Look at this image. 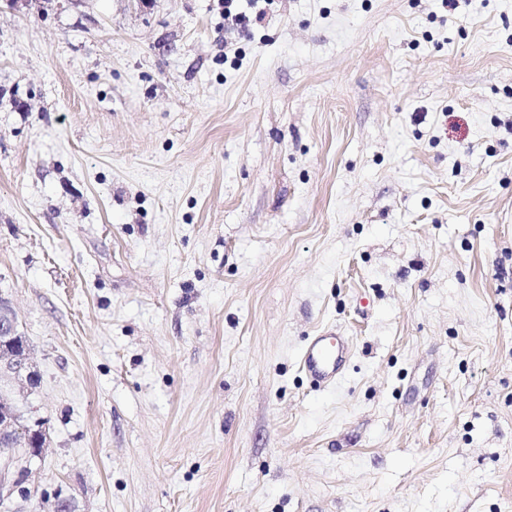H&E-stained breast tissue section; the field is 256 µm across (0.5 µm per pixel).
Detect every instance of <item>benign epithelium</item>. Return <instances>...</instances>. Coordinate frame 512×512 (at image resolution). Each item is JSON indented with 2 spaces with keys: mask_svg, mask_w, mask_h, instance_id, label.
I'll use <instances>...</instances> for the list:
<instances>
[{
  "mask_svg": "<svg viewBox=\"0 0 512 512\" xmlns=\"http://www.w3.org/2000/svg\"><path fill=\"white\" fill-rule=\"evenodd\" d=\"M4 382L12 391L0 387V506L15 494L30 495L25 486L30 465L46 446L41 422H25L16 405L15 393H34L39 375L17 315L9 300L0 296V384Z\"/></svg>",
  "mask_w": 512,
  "mask_h": 512,
  "instance_id": "obj_1",
  "label": "benign epithelium"
}]
</instances>
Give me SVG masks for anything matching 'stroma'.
<instances>
[{"mask_svg":"<svg viewBox=\"0 0 512 512\" xmlns=\"http://www.w3.org/2000/svg\"><path fill=\"white\" fill-rule=\"evenodd\" d=\"M225 8L0 0L11 512H512V0ZM12 386L5 392L2 383ZM39 375L32 361L27 337L19 328L17 315L8 299L0 295V506L17 493L28 497L24 486L31 462L41 458L46 446L42 424L23 420L16 396L34 393ZM17 390V391H16ZM351 357L349 337L328 327L309 338L300 357V368L317 389H327L343 376Z\"/></svg>","mask_w":512,"mask_h":512,"instance_id":"1","label":"stroma"}]
</instances>
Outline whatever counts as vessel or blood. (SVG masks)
<instances>
[{
	"label": "vessel or blood",
	"mask_w": 512,
	"mask_h": 512,
	"mask_svg": "<svg viewBox=\"0 0 512 512\" xmlns=\"http://www.w3.org/2000/svg\"><path fill=\"white\" fill-rule=\"evenodd\" d=\"M351 357L349 337L328 327L310 337L300 357V368L317 388L327 389L342 377Z\"/></svg>",
	"instance_id": "obj_1"
}]
</instances>
